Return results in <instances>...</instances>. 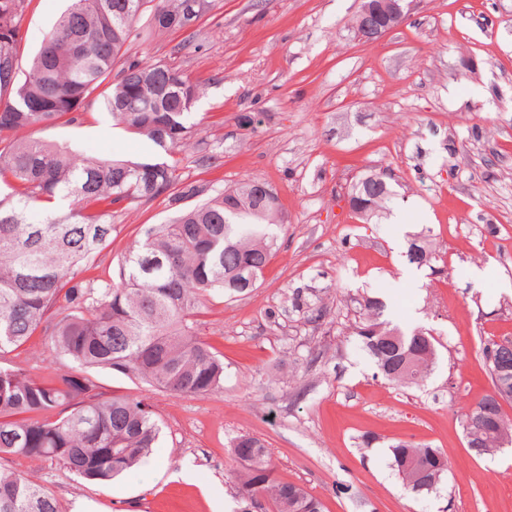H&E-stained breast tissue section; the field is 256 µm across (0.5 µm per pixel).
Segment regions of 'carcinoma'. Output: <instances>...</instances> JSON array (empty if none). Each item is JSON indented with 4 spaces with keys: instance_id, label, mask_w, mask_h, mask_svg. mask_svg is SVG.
<instances>
[{
    "instance_id": "1",
    "label": "carcinoma",
    "mask_w": 512,
    "mask_h": 512,
    "mask_svg": "<svg viewBox=\"0 0 512 512\" xmlns=\"http://www.w3.org/2000/svg\"><path fill=\"white\" fill-rule=\"evenodd\" d=\"M189 0H69L52 30L19 74V17L24 0H0V86L13 96L0 101V176L12 198L0 199V456L59 462L76 477L108 483L143 462L162 428L141 399L114 394L104 399L93 370L119 372L179 396L208 397L224 388V356L202 340L197 317L215 296L232 297L259 286L271 260V227L285 223L279 206L266 200L256 180L217 193L183 209L168 224H149L106 278L76 279L110 244L112 207H128L165 193L176 200L204 188L181 182L179 161L132 162L76 159L64 148L26 132L74 113L98 93L115 124L171 151L193 136L190 122L199 87L173 65L134 59L111 78L136 26L152 33L182 29L172 18ZM386 192L369 199L381 212L392 199V173H383ZM407 262L433 267L436 253L416 237ZM385 304L367 297L353 333L391 381L418 386L437 358L428 332H409L383 319ZM46 336L66 368L35 377L10 357L35 334ZM493 386L512 390V347L484 345ZM471 448L490 454L512 436L502 407L483 397L465 413ZM391 468L415 495L437 489L448 470L438 448L397 441ZM243 465L238 477L241 512L255 500L269 512H323L322 502L301 486L276 481L265 443L237 437L230 449ZM0 512H59L44 487L20 474L0 471Z\"/></svg>"
}]
</instances>
